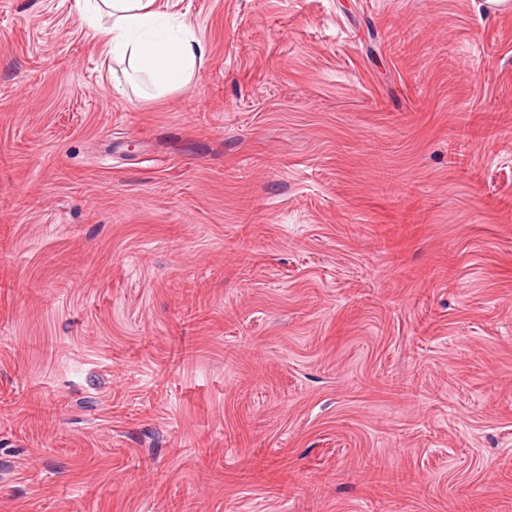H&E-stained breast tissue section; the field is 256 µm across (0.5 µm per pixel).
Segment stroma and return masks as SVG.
<instances>
[{
  "mask_svg": "<svg viewBox=\"0 0 512 512\" xmlns=\"http://www.w3.org/2000/svg\"><path fill=\"white\" fill-rule=\"evenodd\" d=\"M0 0V512H512V10L157 0L160 98Z\"/></svg>",
  "mask_w": 512,
  "mask_h": 512,
  "instance_id": "1",
  "label": "stroma"
}]
</instances>
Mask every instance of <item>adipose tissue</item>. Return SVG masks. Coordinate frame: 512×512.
<instances>
[{"mask_svg": "<svg viewBox=\"0 0 512 512\" xmlns=\"http://www.w3.org/2000/svg\"><path fill=\"white\" fill-rule=\"evenodd\" d=\"M87 26L109 54L158 92L186 87L202 66L205 46L184 23H163L156 0H78Z\"/></svg>", "mask_w": 512, "mask_h": 512, "instance_id": "obj_1", "label": "adipose tissue"}]
</instances>
